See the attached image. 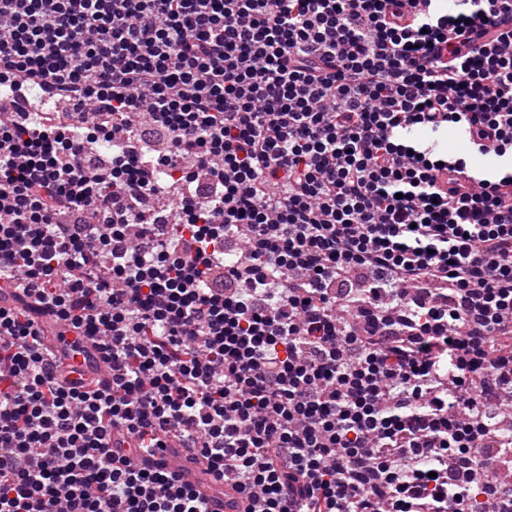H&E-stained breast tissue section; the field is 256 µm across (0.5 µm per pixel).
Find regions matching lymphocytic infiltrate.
I'll list each match as a JSON object with an SVG mask.
<instances>
[{
	"label": "lymphocytic infiltrate",
	"instance_id": "obj_1",
	"mask_svg": "<svg viewBox=\"0 0 512 512\" xmlns=\"http://www.w3.org/2000/svg\"><path fill=\"white\" fill-rule=\"evenodd\" d=\"M465 2L0 0V512H512V170L403 136L512 145ZM457 127H459L457 124L451 123L448 124L447 128H442L437 132L431 133L429 136L420 135L416 130L404 134L410 140L423 141L427 144H432L433 141L435 143L434 148L436 157L446 158L447 156L448 158H465L468 164L476 162L479 163L481 165L480 167H482L484 170L488 169L492 163V159L490 157H483L478 160L477 156L470 154L469 148L460 145L456 141L455 135L462 144L468 146L470 142V134L466 129ZM480 167L475 166L474 171ZM45 325L44 343L53 352H63L75 347L79 352L72 353L73 369L67 374L71 380H83L86 384L94 382L97 385L108 377L106 363L96 345L87 336H79L70 328L51 324L43 317Z\"/></svg>",
	"mask_w": 512,
	"mask_h": 512
}]
</instances>
